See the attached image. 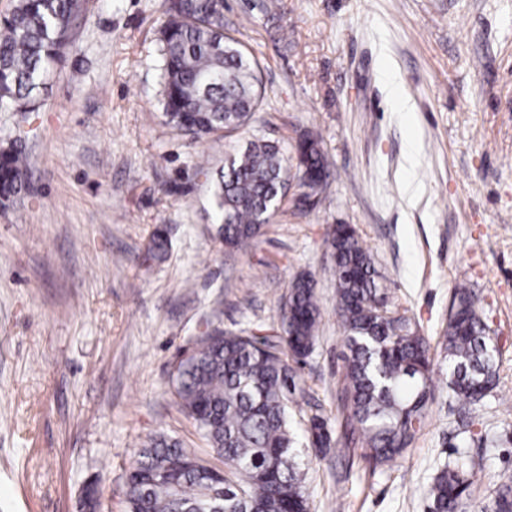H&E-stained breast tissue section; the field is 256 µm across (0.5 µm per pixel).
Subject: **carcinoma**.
Listing matches in <instances>:
<instances>
[{
  "label": "carcinoma",
  "instance_id": "carcinoma-1",
  "mask_svg": "<svg viewBox=\"0 0 512 512\" xmlns=\"http://www.w3.org/2000/svg\"><path fill=\"white\" fill-rule=\"evenodd\" d=\"M159 70L165 123L201 140L222 130L246 131L260 110L264 88L259 63L224 32V0H161ZM84 0H12L0 18V109L32 110L52 70L65 58ZM299 185L317 194L327 159L308 134L296 146ZM288 159L281 146L252 138L224 159L212 183L216 239L236 251L261 234L286 196ZM26 185L23 156L0 147V204ZM336 280V315L347 349L345 378L360 442L376 464L403 457L426 424L432 388L430 340L389 299L385 278L356 229L333 224L326 234ZM166 229L155 230L148 259L167 253ZM317 281L296 276L281 307V334H242L218 327L194 342L173 383L182 409L196 423L223 472L165 433L137 449L126 482L128 512H309L302 442L290 407L304 397L297 367L314 350L320 306ZM442 345L448 386L477 403L496 378L494 350L472 292L462 286ZM319 431L330 445L327 421L314 414L302 431ZM469 476L450 466L432 479V512H465ZM491 512H512V477L502 479Z\"/></svg>",
  "mask_w": 512,
  "mask_h": 512
}]
</instances>
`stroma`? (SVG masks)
Segmentation results:
<instances>
[{"label":"stroma","mask_w":512,"mask_h":512,"mask_svg":"<svg viewBox=\"0 0 512 512\" xmlns=\"http://www.w3.org/2000/svg\"><path fill=\"white\" fill-rule=\"evenodd\" d=\"M280 18L224 26L266 88L248 132L194 143L161 116L160 0H87L32 112H0L27 188L0 206V512H126L137 448L163 432L211 453L172 387L185 348L219 325L281 331L297 274L317 279L321 317L299 367L331 446L311 458L310 512H427L445 465L473 474L467 512L512 473V0H269ZM317 135L328 161L314 205L285 198L254 246L212 237L210 185L247 136L293 149ZM354 226L393 300L431 340L427 424L395 463L364 455L349 417L343 328L325 244ZM169 257L146 260L157 225ZM468 285L496 347L493 390L462 406L441 341Z\"/></svg>","instance_id":"1"}]
</instances>
